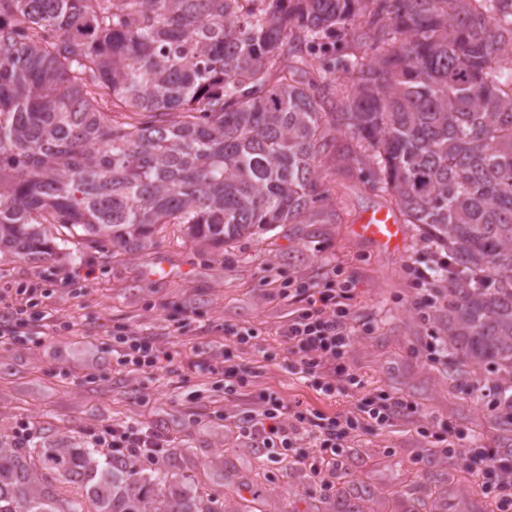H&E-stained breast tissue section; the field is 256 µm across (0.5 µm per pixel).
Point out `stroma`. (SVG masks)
I'll return each instance as SVG.
<instances>
[{"mask_svg":"<svg viewBox=\"0 0 512 512\" xmlns=\"http://www.w3.org/2000/svg\"><path fill=\"white\" fill-rule=\"evenodd\" d=\"M318 169L325 198L312 223L284 224L221 250L178 233L135 253L75 239L43 260L0 256V296L17 303L40 283L54 322L40 344L0 345V436L28 428V452L60 441L87 446L94 431L112 424L152 428L177 447L164 469L223 500L224 512H489L495 478L478 486L462 459L418 433L445 419L463 432L462 447L512 452V431L499 424L505 407L457 385L447 364L426 357L427 341L444 340V324L427 316L406 267H436L437 256L413 228L399 253L355 237L359 215L388 205V197L335 153L322 154ZM291 276L352 281L355 336L346 362L363 388L329 397L287 369L280 331L292 307L279 289ZM174 319L188 323L184 340L168 334ZM116 325L151 332L172 361L156 371L123 370L106 341ZM227 325L258 335L240 345L224 335ZM223 351L250 372L239 392H225L203 366ZM380 390L413 403L418 415L386 427L362 424L336 457L277 462L240 432V418L263 391L333 416Z\"/></svg>","mask_w":512,"mask_h":512,"instance_id":"stroma-1","label":"stroma"}]
</instances>
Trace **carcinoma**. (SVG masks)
Wrapping results in <instances>:
<instances>
[{
    "label": "carcinoma",
    "mask_w": 512,
    "mask_h": 512,
    "mask_svg": "<svg viewBox=\"0 0 512 512\" xmlns=\"http://www.w3.org/2000/svg\"><path fill=\"white\" fill-rule=\"evenodd\" d=\"M346 38L377 53L338 60V112L314 61ZM328 148L448 253L431 316L512 408V0H0V255L307 224ZM36 455L0 438V512H224L134 457Z\"/></svg>",
    "instance_id": "cac0c4a2"
}]
</instances>
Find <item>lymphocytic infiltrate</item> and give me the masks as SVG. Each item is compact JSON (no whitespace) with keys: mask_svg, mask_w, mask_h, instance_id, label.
<instances>
[{"mask_svg":"<svg viewBox=\"0 0 512 512\" xmlns=\"http://www.w3.org/2000/svg\"><path fill=\"white\" fill-rule=\"evenodd\" d=\"M282 298L295 304L293 317L282 330L290 356L288 367L303 375L324 394L333 396L361 387L362 381L344 361L352 343L353 327L349 321V302L353 290L349 283L330 279L321 284L288 280L279 291ZM45 291L32 288L25 301L0 306V343H40V324L44 315L39 308ZM109 343L119 365L131 372L161 368L171 361L168 351L161 349L153 336L130 331L126 326H113ZM258 408L250 412L243 428L255 447L275 448L292 452L297 460H305L309 449L333 451L363 422L392 425L394 421L414 416L417 409L411 403L388 394L362 398L354 411L329 417L300 406L285 404L279 394L260 392ZM421 436H434L445 443L448 457L462 456L475 481L491 473L502 475L491 502V512H512V454L478 446L457 453L458 431L447 422H436L434 428H421ZM92 444L104 455L128 454L162 462L173 444L163 433L133 425H112L95 432Z\"/></svg>","mask_w":512,"mask_h":512,"instance_id":"f902f5d3","label":"lymphocytic infiltrate"}]
</instances>
